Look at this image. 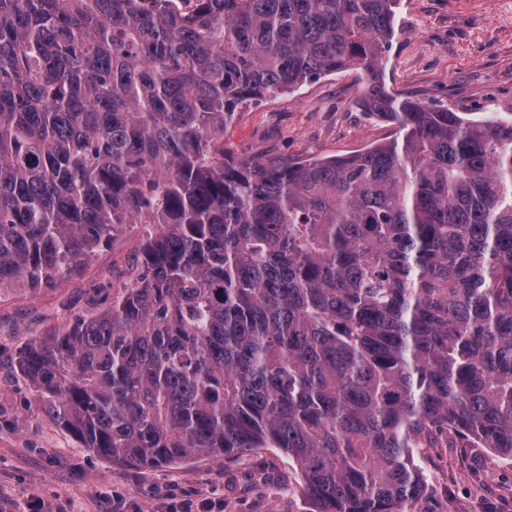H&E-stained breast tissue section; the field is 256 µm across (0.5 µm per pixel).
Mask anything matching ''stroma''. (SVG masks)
I'll return each instance as SVG.
<instances>
[{
  "label": "stroma",
  "mask_w": 512,
  "mask_h": 512,
  "mask_svg": "<svg viewBox=\"0 0 512 512\" xmlns=\"http://www.w3.org/2000/svg\"><path fill=\"white\" fill-rule=\"evenodd\" d=\"M385 82L396 94L447 105L463 116H512V0H399ZM364 76L344 71L297 94L243 107L224 138L245 155L343 154L393 128L355 105ZM144 232L119 227L89 266L37 293L0 295V512L39 502L43 512H167L170 503L223 512H312L287 457L268 448L232 464L202 457L134 469L82 448L44 410L15 367L18 352L98 315L129 283ZM426 488L405 512H512V460L484 448H419Z\"/></svg>",
  "instance_id": "obj_1"
}]
</instances>
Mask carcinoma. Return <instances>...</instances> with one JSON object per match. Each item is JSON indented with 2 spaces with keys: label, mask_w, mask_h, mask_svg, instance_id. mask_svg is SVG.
<instances>
[{
  "label": "carcinoma",
  "mask_w": 512,
  "mask_h": 512,
  "mask_svg": "<svg viewBox=\"0 0 512 512\" xmlns=\"http://www.w3.org/2000/svg\"><path fill=\"white\" fill-rule=\"evenodd\" d=\"M397 0H0V292L148 224L112 305L17 370L91 452L275 448L315 512H403L416 448L512 457V118L384 83ZM396 127L241 157L239 109L339 70Z\"/></svg>",
  "instance_id": "cac0c4a2"
}]
</instances>
